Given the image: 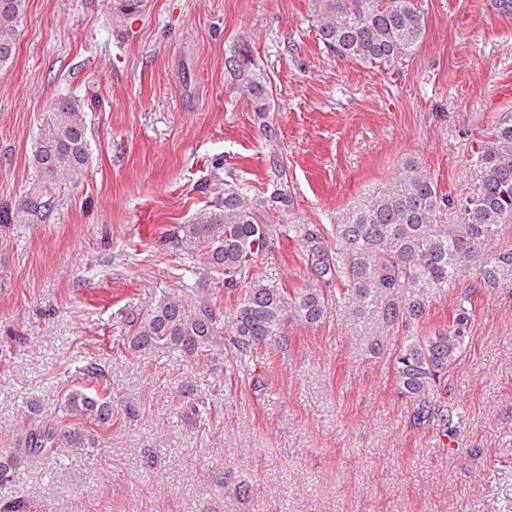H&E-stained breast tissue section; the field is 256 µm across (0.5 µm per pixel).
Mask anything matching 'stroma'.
I'll list each match as a JSON object with an SVG mask.
<instances>
[{
  "mask_svg": "<svg viewBox=\"0 0 512 512\" xmlns=\"http://www.w3.org/2000/svg\"><path fill=\"white\" fill-rule=\"evenodd\" d=\"M426 34L395 67L341 61L319 42L310 0H144L123 15L112 0H27L13 62L0 69V208H16L35 178L34 144L51 101L96 100L93 163L53 208L0 229V448L14 445L21 407L59 413L76 382L112 395L103 447L21 466L0 503L24 512H512V288L432 299L421 334L448 323L462 295L473 316L448 373L456 439L414 427L393 382L404 332L380 311L330 313L288 327V346L257 360L190 365L169 353L132 355L127 324L177 281L201 280L161 246L223 197L198 191L213 163L264 196L278 148L290 210L282 224L328 235L386 190L403 162L439 189L477 192V138L512 115V16L487 0H422ZM272 88L278 139L225 68L240 38ZM267 283H306L305 255L287 234L259 259ZM192 382L209 422L177 411Z\"/></svg>",
  "mask_w": 512,
  "mask_h": 512,
  "instance_id": "obj_1",
  "label": "stroma"
}]
</instances>
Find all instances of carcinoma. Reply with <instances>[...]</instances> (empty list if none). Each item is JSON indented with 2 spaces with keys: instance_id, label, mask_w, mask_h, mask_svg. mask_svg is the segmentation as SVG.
Instances as JSON below:
<instances>
[{
  "instance_id": "cac0c4a2",
  "label": "carcinoma",
  "mask_w": 512,
  "mask_h": 512,
  "mask_svg": "<svg viewBox=\"0 0 512 512\" xmlns=\"http://www.w3.org/2000/svg\"><path fill=\"white\" fill-rule=\"evenodd\" d=\"M318 40L340 60L394 66L410 58L426 32L421 0H311ZM26 0H0V67L13 61L18 23ZM233 84L263 120L265 139H277L266 121L272 89L258 71L251 42L241 38L224 62ZM272 190L257 199L225 171L224 197L200 211L190 224L164 232V242L202 270L205 286L186 283L165 291L153 308L128 324L127 343L138 356L169 352L189 361L214 360L228 352L239 362L258 351L288 346V324L317 326L331 309L352 318L366 315L381 298L385 325L408 331L424 321L432 298L470 275L474 288L512 287V248L492 250L497 226L512 223V117H504L475 146L472 163L479 179L473 196L443 193L417 162L404 163L389 188L365 202L345 224L336 225L331 245L321 224H290L291 239L303 249L309 282L302 288H270L258 269L259 256L277 237L275 214L291 205L283 158H267ZM36 183L16 211L0 210V226L23 224L50 209L47 188L58 182L78 186L89 175L92 148L85 103L54 99L35 142ZM456 210L458 223L442 224ZM235 303L224 308V298ZM470 297L456 304L451 321L428 336H404L393 360V379L410 404L416 427L434 424L454 437L460 426L445 402L448 371L465 348L472 316ZM179 412L204 422L210 402L183 383ZM111 394L75 384L65 392L61 414L42 415L32 399L20 412L15 448H0V483L12 481L22 465L38 463L69 448L77 454L101 447L112 426Z\"/></svg>"
}]
</instances>
